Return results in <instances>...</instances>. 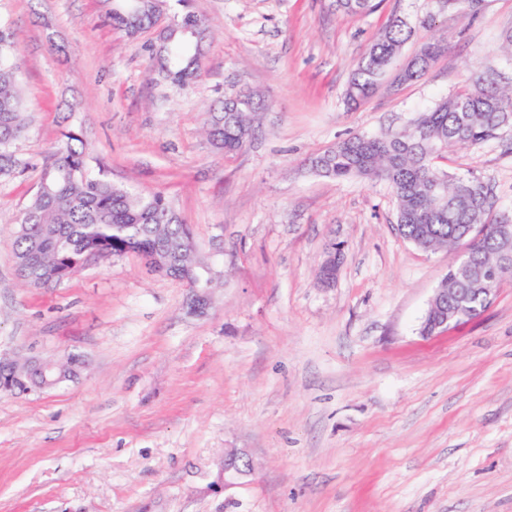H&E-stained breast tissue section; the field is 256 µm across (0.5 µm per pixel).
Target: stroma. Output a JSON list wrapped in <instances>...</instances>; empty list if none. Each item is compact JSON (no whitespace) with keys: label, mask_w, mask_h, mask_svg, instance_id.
I'll return each mask as SVG.
<instances>
[{"label":"stroma","mask_w":512,"mask_h":512,"mask_svg":"<svg viewBox=\"0 0 512 512\" xmlns=\"http://www.w3.org/2000/svg\"><path fill=\"white\" fill-rule=\"evenodd\" d=\"M162 4V23L188 9L208 24L182 89L152 69L155 30L113 28L106 0H0L28 116L14 145L26 168L0 179V354L88 363L55 388L0 393V512H512V277L480 316L421 335L458 250L404 240L387 182L310 164L407 126L486 66L511 87L512 0L474 17L442 0H382L362 16L332 0ZM396 16L410 39L348 108L354 65ZM433 38L445 51L396 82ZM243 91L267 107L227 153L205 122ZM70 130L91 172L168 197L210 272L205 314L185 282L133 254L89 257L56 287L21 282L18 222ZM441 165L512 210V126ZM332 240L344 260L326 286ZM228 448L253 469L212 489Z\"/></svg>","instance_id":"35a3bbf8"}]
</instances>
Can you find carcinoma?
Returning a JSON list of instances; mask_svg holds the SVG:
<instances>
[{"label":"carcinoma","instance_id":"carcinoma-1","mask_svg":"<svg viewBox=\"0 0 512 512\" xmlns=\"http://www.w3.org/2000/svg\"><path fill=\"white\" fill-rule=\"evenodd\" d=\"M372 7V0H336V10L348 15ZM159 13L160 0H150L146 9L138 0H112L110 19L133 37L151 28ZM195 30L205 33L207 22L190 11L168 27L171 49L162 64L181 86L199 75ZM410 35L407 22L390 20L358 61L346 93L349 102L372 93ZM444 49L441 40L425 44L414 57L409 79L419 77ZM12 51L11 34L0 27V177L18 173L22 162L12 145L26 129ZM257 108L249 95L224 100L206 123L211 143L226 152L243 149L253 136L250 114ZM507 125H512V88L500 87L496 73L487 70L474 77L468 90L441 100L409 127L352 136L311 161L317 173L336 180L375 176L386 181L398 202L397 231L415 246L433 251L464 245L440 284L451 289L445 306L458 312L459 322L482 312L474 289L496 288L512 274V213L489 219L493 204L481 178L451 174L437 159L493 139ZM65 138L44 160L39 187L15 235L16 268L28 287L60 285L82 268L87 256H121L130 248L159 257L178 255L176 264L184 270L197 266L194 250L185 247L189 230L165 195L131 191L91 175L82 138L73 131Z\"/></svg>","mask_w":512,"mask_h":512}]
</instances>
